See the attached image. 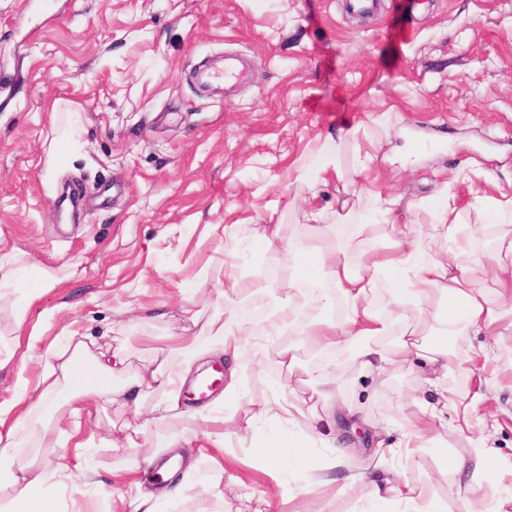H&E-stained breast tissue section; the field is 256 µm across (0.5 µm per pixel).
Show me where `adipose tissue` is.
<instances>
[{
	"label": "adipose tissue",
	"instance_id": "obj_1",
	"mask_svg": "<svg viewBox=\"0 0 512 512\" xmlns=\"http://www.w3.org/2000/svg\"><path fill=\"white\" fill-rule=\"evenodd\" d=\"M387 124H378L375 131L351 130L333 137L317 139L309 159L295 169L298 181L310 187L327 183L339 174L341 158L348 141L364 138L375 145L387 136ZM308 233L302 237L284 239L278 224H263L252 229L250 238L266 252L285 250L286 257L278 268V279L249 277L238 268H230L224 276L221 296L225 319L210 321L201 331L207 343L189 346L178 366L157 362L147 367L145 374L122 379L123 358L113 351L110 342L86 343L78 326H70L64 343L48 346L43 355V367L38 382L26 377V363H17V389L12 399L0 402V456L18 448L21 429L37 409L58 393H65L69 412L81 418L87 411V401L96 396L109 399L126 392H135L137 399L153 397L163 392L164 400L155 407V420L170 419L180 407L178 394L191 372L193 362L206 354L224 358V407L220 410H192L189 418L208 429L207 438L223 445L234 436L252 435L257 422L272 423L269 434L251 442L252 456L266 464L280 466L302 450L290 437V428L297 418L310 423L323 419L325 395L315 388H294V400L271 398L251 409H242L245 384L238 371L245 347L264 349L278 346L282 368L293 369L297 351L286 336L296 325H303L312 341L336 349L347 348L354 362L368 369L388 371L397 364L386 351L380 350V339L400 332V352L415 355L425 361L423 381L437 394L435 402L419 404L420 412L403 436L402 447L413 453L432 445L431 435L445 422H452L462 433L477 437L472 461L448 456L450 471L463 475L458 489L462 493V512H512V495L496 500L491 508H483L477 492L482 480L500 470L491 441L492 432L500 427V414L506 413L500 403L501 386L496 368L495 341L505 313L512 312V226L501 225L495 253L485 258L458 246L460 214L450 202L435 207V226L445 231L453 249L447 255L433 256L413 239L414 228L397 223L392 207L379 209L377 215L355 210L342 203L336 211L338 231L334 239L318 241L317 233L325 219L323 210L312 208L305 214ZM385 225L386 241L382 246L370 245L369 236L375 222ZM360 247L359 263L350 262L346 253ZM482 269L494 285L493 296L472 288L475 269ZM385 290L395 314L386 313L376 300L378 290ZM257 292L269 296L284 295L285 303L263 323L258 334L242 340L234 317V305L240 298ZM335 301V315L317 321H304L305 311L312 305ZM482 336L486 342L481 351L467 358L470 385L463 401L448 393V370L453 353L450 339ZM434 337L432 345L422 343V336ZM90 359L94 368L88 383H79L80 359ZM497 406L490 417L479 411L489 401ZM351 484L369 486L375 502V512H444L435 500L421 499L407 482L386 478L375 472L350 475ZM11 501L17 512H56L54 498L49 493L42 473L26 465L9 472Z\"/></svg>",
	"mask_w": 512,
	"mask_h": 512
}]
</instances>
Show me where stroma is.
<instances>
[{
  "mask_svg": "<svg viewBox=\"0 0 512 512\" xmlns=\"http://www.w3.org/2000/svg\"><path fill=\"white\" fill-rule=\"evenodd\" d=\"M234 52L253 62L246 81L204 88L195 70ZM387 122L377 179L353 174L363 149L346 145L342 178L317 189L294 170L319 136ZM67 134L57 155L54 130ZM435 142L402 167L398 149ZM401 200L399 221L422 231L423 248L447 253L434 232L430 201L445 195L461 213L473 251L491 255L506 217L488 198L512 196V0H380L377 13L347 12L344 0H0V358L42 331V345L62 338L71 322L84 335L108 338L127 375L151 359L179 363L188 326L182 294L190 292L200 321L222 315L218 292L229 264L247 254L213 225L279 224L299 233L309 205L333 212L366 189ZM60 284L37 289V269ZM294 372L274 350L247 351V401L287 392L297 380L336 377L322 443L341 436L342 409L367 428L399 438L415 401L431 399L419 360L381 374L333 356L302 332ZM62 398L37 412L27 441L5 462L38 458L60 512H112V501L161 489L132 472L134 449L124 428L150 416V402L92 399L80 419ZM62 419L82 458L59 469V452L39 446L43 424ZM193 422L151 426L154 446L183 436L185 459L173 481L182 493L158 512H255L273 491L268 468L252 462L250 441L232 438L224 472L214 476L205 438ZM396 473L421 496L461 512L458 477L430 449L396 462ZM283 512H368L369 489L335 483L305 490L303 460L288 465Z\"/></svg>",
  "mask_w": 512,
  "mask_h": 512,
  "instance_id": "1",
  "label": "stroma"
}]
</instances>
